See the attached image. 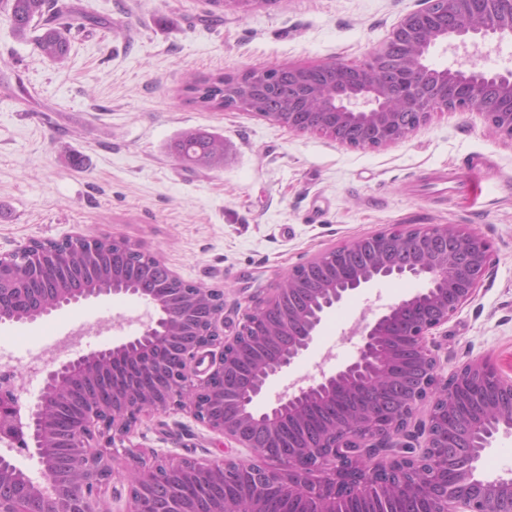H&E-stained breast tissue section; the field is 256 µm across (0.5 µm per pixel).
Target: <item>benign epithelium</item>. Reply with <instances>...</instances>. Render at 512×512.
I'll return each instance as SVG.
<instances>
[{
    "label": "benign epithelium",
    "instance_id": "obj_1",
    "mask_svg": "<svg viewBox=\"0 0 512 512\" xmlns=\"http://www.w3.org/2000/svg\"><path fill=\"white\" fill-rule=\"evenodd\" d=\"M512 34V0H419L386 43L361 66L334 62L290 66L296 87L320 112H263L256 93L277 70H251L224 80V108L246 110L298 133L323 131L342 144L376 148L400 142L434 112L477 109L493 131L512 140V70L436 68L431 51H453ZM396 62L399 85L374 77ZM86 247L143 255L134 276L112 286L56 281L62 255ZM363 253L364 263L352 257ZM152 254L111 236L31 240L0 254V319L30 321L70 304L117 293L149 302L156 314L143 331L108 349L62 361L47 373L38 402L22 412L13 379L0 376V438L37 458L33 474L0 455V512H111L103 487L112 480V445L133 434L141 417L171 407L247 448L263 464L240 460L158 464L131 484L127 512H152L147 492L170 493L166 478L188 475L204 486L227 469L254 475L233 497L181 499L177 512H334L372 488L393 497L399 512H512V477L478 473L481 453L501 425L512 429V378L485 360L438 374L433 331L473 298L488 274L490 246L477 231L433 225L385 230L356 239L292 270L275 295L224 336V291L182 280L167 270L149 276ZM390 277L423 288L358 324L355 358L311 383L294 382L263 410L256 401L269 380L314 342L322 314L351 292ZM270 309L283 311L271 327ZM206 369H201V366ZM412 383L399 410L388 394ZM429 405L425 448L409 454L413 418ZM321 413L346 419L317 444L285 449L283 424L305 427Z\"/></svg>",
    "mask_w": 512,
    "mask_h": 512
}]
</instances>
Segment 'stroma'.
Masks as SVG:
<instances>
[{
  "label": "stroma",
  "instance_id": "obj_1",
  "mask_svg": "<svg viewBox=\"0 0 512 512\" xmlns=\"http://www.w3.org/2000/svg\"><path fill=\"white\" fill-rule=\"evenodd\" d=\"M69 2L101 22L71 33L61 64L16 38L0 10V253L75 234L128 241L184 281L223 289L230 336L313 257L387 229L459 225L484 236L491 263L474 297L434 333L438 373L447 378L484 359L512 378V191L493 188L468 204L428 188L442 174L464 179L476 158L512 181V140L494 135L482 113L438 112L402 142L361 148L248 112L207 109L185 90L191 74L362 65L417 0H265L225 8L219 19L209 17L206 0ZM429 61L512 69V36L475 54L437 49ZM191 129L223 136V165L186 167L171 155V141ZM420 287L384 279L327 310L311 347L270 381L267 400L295 379L350 362L357 342L342 332ZM149 309L143 299L112 294L33 322H0V348L40 367L22 404L33 405L56 367L48 352L56 336L105 320L109 329L75 351L107 349L138 335L136 317ZM112 455L106 498L125 512L137 471L164 459L236 460L248 452L171 408L141 418Z\"/></svg>",
  "mask_w": 512,
  "mask_h": 512
}]
</instances>
